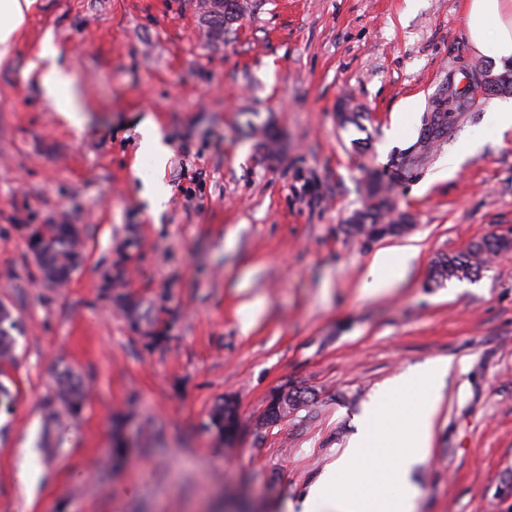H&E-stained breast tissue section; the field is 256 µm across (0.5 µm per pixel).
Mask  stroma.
<instances>
[{
	"label": "stroma",
	"instance_id": "stroma-1",
	"mask_svg": "<svg viewBox=\"0 0 512 512\" xmlns=\"http://www.w3.org/2000/svg\"><path fill=\"white\" fill-rule=\"evenodd\" d=\"M202 2L35 0L0 60V301L19 321L0 512H284L386 384L448 357L420 512H512V252L429 283L439 255L512 225V130L489 120L512 92L475 95L425 137L472 67L505 73L471 51L464 0H248L220 41ZM47 39L81 128L37 81ZM148 117L170 148L160 166L141 147ZM153 179L169 191L158 211ZM375 179L409 233H347ZM37 224L80 229L63 285L41 278ZM405 245L418 255L397 287L365 292L374 253ZM68 373L86 390L75 413L47 406ZM283 386L303 404L263 425ZM227 398L229 448L209 427Z\"/></svg>",
	"mask_w": 512,
	"mask_h": 512
}]
</instances>
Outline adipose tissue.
Segmentation results:
<instances>
[{
    "label": "adipose tissue",
    "mask_w": 512,
    "mask_h": 512,
    "mask_svg": "<svg viewBox=\"0 0 512 512\" xmlns=\"http://www.w3.org/2000/svg\"><path fill=\"white\" fill-rule=\"evenodd\" d=\"M463 23L475 53H491L501 66L512 64V0H466ZM56 55L52 42H44L40 56L49 65L39 81L60 114L78 128L82 119L72 80L55 65ZM416 254L411 245L377 251L364 290L378 294L394 287ZM451 369L450 361L437 360L388 386L368 411L362 434L312 487L301 512H418L421 491L410 475L429 456L440 392ZM359 469L366 470L365 479L351 492L337 493L342 476Z\"/></svg>",
    "instance_id": "1"
}]
</instances>
